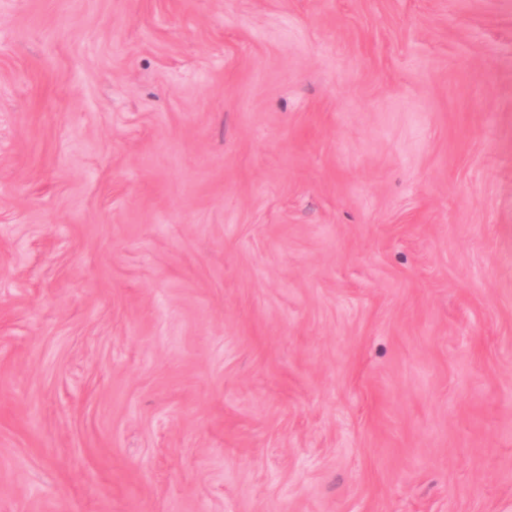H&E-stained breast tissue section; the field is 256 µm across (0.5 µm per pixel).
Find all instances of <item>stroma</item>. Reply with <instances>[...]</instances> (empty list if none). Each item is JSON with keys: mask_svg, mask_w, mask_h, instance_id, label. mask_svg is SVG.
Instances as JSON below:
<instances>
[{"mask_svg": "<svg viewBox=\"0 0 512 512\" xmlns=\"http://www.w3.org/2000/svg\"><path fill=\"white\" fill-rule=\"evenodd\" d=\"M0 512H512V0H0Z\"/></svg>", "mask_w": 512, "mask_h": 512, "instance_id": "1", "label": "stroma"}]
</instances>
